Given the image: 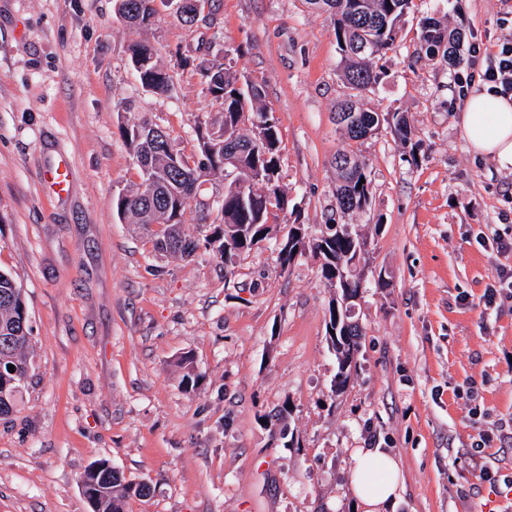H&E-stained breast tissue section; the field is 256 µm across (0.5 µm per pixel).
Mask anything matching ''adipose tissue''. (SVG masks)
Masks as SVG:
<instances>
[{
  "label": "adipose tissue",
  "mask_w": 512,
  "mask_h": 512,
  "mask_svg": "<svg viewBox=\"0 0 512 512\" xmlns=\"http://www.w3.org/2000/svg\"><path fill=\"white\" fill-rule=\"evenodd\" d=\"M463 128L471 148L501 169L512 168V100L488 93L467 96ZM353 496L364 512H384L403 483L397 459L378 448H360L349 476Z\"/></svg>",
  "instance_id": "ef3b65f1"
}]
</instances>
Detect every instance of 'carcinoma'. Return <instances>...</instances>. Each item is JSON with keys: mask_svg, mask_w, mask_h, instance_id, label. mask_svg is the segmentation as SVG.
<instances>
[{"mask_svg": "<svg viewBox=\"0 0 512 512\" xmlns=\"http://www.w3.org/2000/svg\"><path fill=\"white\" fill-rule=\"evenodd\" d=\"M183 0H121L122 11L128 25L147 30L162 19L155 7L159 3L184 25L197 23L190 12L177 8ZM312 9L329 15L334 25L340 50L342 76L353 90L362 92L377 84L385 75L379 62L384 60L397 44L398 22L410 9L412 0H306ZM420 41L426 53L439 56L444 61L461 62L460 46L463 32L450 30L432 17L420 20ZM130 63L143 90L162 95L171 90L173 75L159 60L158 50L144 42L135 41L129 46ZM204 78L213 99L219 102L223 113L219 136L226 137L236 152L235 180L245 184V191L227 186L224 199L213 220V235L208 244L224 256V262L251 251L263 241L269 231V217L277 211L288 210V195L280 185V139L277 120L260 105L264 92L255 84L243 86L240 77L230 65L219 57L201 60ZM347 112V101L337 107L336 124L345 131L347 146L336 151L335 158L349 157L353 166L346 172L336 171V214L325 225L317 238L307 236L302 224L288 225L278 260L287 270L295 255L310 250L322 260L321 278L335 295L329 302V321L326 324L328 345L337 360L338 372L334 386L346 385L352 366L357 364L362 329L351 322L350 307L342 306L348 298L361 293L360 279L351 274L349 266L365 250L366 239L356 232L355 225L346 221L367 206L371 195L368 165L358 153L361 143L353 125L386 122L394 136L407 143L413 131L402 112L379 115L362 106L343 123L341 116ZM253 116V135L242 132L240 123L244 114ZM133 159L144 158L149 164L150 185L140 182L116 201L117 214L137 224L152 242L154 249L173 254L190 255L196 244L183 231L186 207L198 192L197 179L192 176L189 161L183 156L173 159L169 134L146 119L120 127ZM206 135L199 134V158L195 168L208 174L224 171V153L214 155L206 151ZM31 328L26 317L25 302L14 278L0 271V418L15 412L17 398L24 384L15 380L8 371L24 376L29 374L32 361L27 350ZM100 468H87L81 476L83 491L96 497L98 512H123L126 500L134 495L145 498L151 487L145 482L137 485L124 482L118 471L105 460L98 461Z\"/></svg>", "mask_w": 512, "mask_h": 512, "instance_id": "cac0c4a2", "label": "carcinoma"}]
</instances>
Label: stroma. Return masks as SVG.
<instances>
[{"label": "stroma", "mask_w": 512, "mask_h": 512, "mask_svg": "<svg viewBox=\"0 0 512 512\" xmlns=\"http://www.w3.org/2000/svg\"><path fill=\"white\" fill-rule=\"evenodd\" d=\"M425 16L463 31L457 67L421 48ZM399 27L363 103L406 114L414 137L401 144L384 124L360 146L373 184L352 218L368 241L364 337L335 394L320 261L278 260L292 221L315 236L336 208L335 111L349 90L326 15L305 0H209L191 28L164 15L145 34L174 76L157 96L129 65L116 0H0V270L23 290L34 351L0 419V512H91L80 478L98 459L151 485L126 512H353L352 451L370 445L403 469L392 512H512V299L482 303L512 252L476 240L512 237V171L471 150L457 83L472 45L512 37V0H414ZM202 40L262 87L296 206L229 265L206 243L223 179L189 203L183 229L200 246L187 258L155 253L115 209L139 180L121 125L148 118L190 158L218 127ZM58 162L71 173L61 197L44 179Z\"/></svg>", "instance_id": "35a3bbf8"}]
</instances>
